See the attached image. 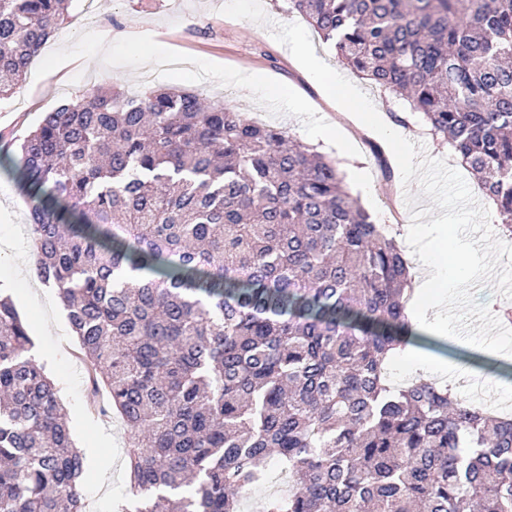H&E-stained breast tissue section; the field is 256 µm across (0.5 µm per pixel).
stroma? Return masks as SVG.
I'll return each instance as SVG.
<instances>
[{
  "mask_svg": "<svg viewBox=\"0 0 512 512\" xmlns=\"http://www.w3.org/2000/svg\"><path fill=\"white\" fill-rule=\"evenodd\" d=\"M108 28L134 33L143 52L122 41L100 52L93 34ZM303 49L329 75L354 78L306 21L286 12L284 0H70L69 19L57 37L34 59L15 93L0 99V207L14 214L13 224L0 226V236L13 240L14 259H25L31 247L27 208L9 174L10 161L19 139L46 112L99 84L132 94L190 88L206 101L233 104L256 123L286 129L332 160L375 223L425 224L437 216L452 217L495 277L493 287L468 289L455 307L453 324L470 335L487 306L512 299V241L505 240L498 224L487 222L477 180L449 145L432 139L404 100L357 80L369 107L404 118L396 130L412 164L384 175L373 154L375 138L324 96L320 83L298 61ZM248 73L264 78L268 92L241 84L240 75ZM327 125L338 126L362 159L363 184L354 182L336 149L317 139V129ZM9 293L33 339L31 353L56 385L72 438L84 455L86 512H115L116 501L127 492L128 434L116 417L90 411L88 379L75 368L77 342L56 291L37 280L15 284Z\"/></svg>",
  "mask_w": 512,
  "mask_h": 512,
  "instance_id": "35a3bbf8",
  "label": "stroma"
}]
</instances>
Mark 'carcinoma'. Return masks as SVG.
<instances>
[{
    "label": "carcinoma",
    "mask_w": 512,
    "mask_h": 512,
    "mask_svg": "<svg viewBox=\"0 0 512 512\" xmlns=\"http://www.w3.org/2000/svg\"><path fill=\"white\" fill-rule=\"evenodd\" d=\"M400 95L512 232V0H284ZM65 20L0 0V99ZM39 279L129 432L119 512H512V417L395 386L408 261L335 164L228 103L94 86L17 145ZM0 295V512H85L64 403ZM280 473L281 470L277 467H272L269 470L266 481L257 487L242 503V510L245 512H257L255 508H261L264 501L273 496H284L288 494L291 489V482L288 479V487H282L278 493L273 494V491L280 486Z\"/></svg>",
    "instance_id": "carcinoma-1"
}]
</instances>
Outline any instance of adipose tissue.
<instances>
[{"label": "adipose tissue", "mask_w": 512, "mask_h": 512, "mask_svg": "<svg viewBox=\"0 0 512 512\" xmlns=\"http://www.w3.org/2000/svg\"><path fill=\"white\" fill-rule=\"evenodd\" d=\"M304 67L320 79L325 93L337 106L378 134L391 138L396 165H407L405 148L391 137L392 127L378 114L364 111L354 84L325 74L319 62L305 57ZM410 236L420 243L413 287L418 298L409 307L407 320L412 336L398 352L407 372L427 379L443 378L449 384L469 381L497 390L512 387L506 375L512 365V345L499 336L474 339L455 335L448 322L452 304L467 288L483 283L484 272L473 260L472 246L447 218L414 225Z\"/></svg>", "instance_id": "obj_1"}]
</instances>
